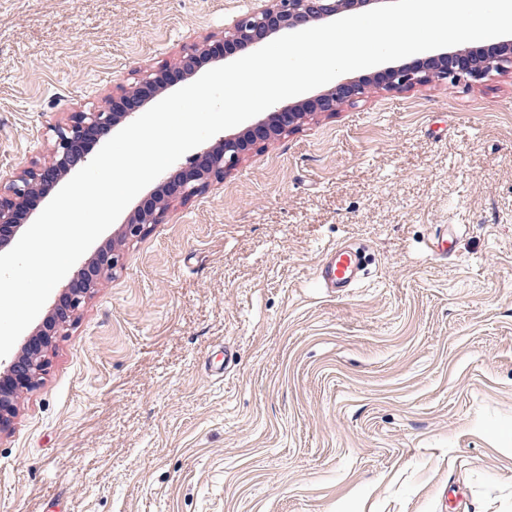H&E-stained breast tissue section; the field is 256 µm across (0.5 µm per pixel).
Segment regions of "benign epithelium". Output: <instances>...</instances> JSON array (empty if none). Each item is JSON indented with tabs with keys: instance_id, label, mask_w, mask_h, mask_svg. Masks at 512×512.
I'll return each instance as SVG.
<instances>
[{
	"instance_id": "benign-epithelium-1",
	"label": "benign epithelium",
	"mask_w": 512,
	"mask_h": 512,
	"mask_svg": "<svg viewBox=\"0 0 512 512\" xmlns=\"http://www.w3.org/2000/svg\"><path fill=\"white\" fill-rule=\"evenodd\" d=\"M387 0H257L256 7L240 16L224 30L219 43L231 48L228 59L236 52L232 47L242 44L249 53L263 47L267 40L284 32L330 21L336 16ZM210 37L181 51L178 64L186 76L198 69V61L209 56L217 43ZM163 69H146L135 81L119 85L112 91V106L93 112H72L67 119L52 126L55 141L49 159L35 162L17 172L0 187V252L29 227L30 199L47 184L59 181L74 169L88 163L87 153L77 147L89 134L105 139L120 124L131 123L138 108L126 110L122 101L134 95L143 97L142 105L150 103L166 90ZM512 73V35L494 44L472 48L444 50L412 63L388 66L371 76L339 80L330 89L313 97L282 106L245 129L222 137L200 154L207 157L201 169L195 167L182 173L177 188L163 196L155 194L152 203L139 204L121 225L119 241L134 242L155 224L164 222L170 202H186L203 193L212 182L221 181L252 150L267 142L299 130L308 121L324 113H334L345 103L359 102L370 88L402 92L436 81L477 83L490 76ZM123 265V254L112 241L100 246L95 254L74 271L50 309L28 336L27 341L0 370V433L11 428L17 415L16 394L38 387L48 367L47 354L55 340L71 325L94 294L100 279Z\"/></svg>"
}]
</instances>
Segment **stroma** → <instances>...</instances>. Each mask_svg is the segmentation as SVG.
Here are the masks:
<instances>
[{"mask_svg": "<svg viewBox=\"0 0 512 512\" xmlns=\"http://www.w3.org/2000/svg\"><path fill=\"white\" fill-rule=\"evenodd\" d=\"M254 5L0 0V179ZM123 252L16 399L0 512H512V74L372 90ZM360 257L350 248L337 246L326 254L317 270L318 280L332 293L353 288L360 280Z\"/></svg>", "mask_w": 512, "mask_h": 512, "instance_id": "obj_1", "label": "stroma"}]
</instances>
